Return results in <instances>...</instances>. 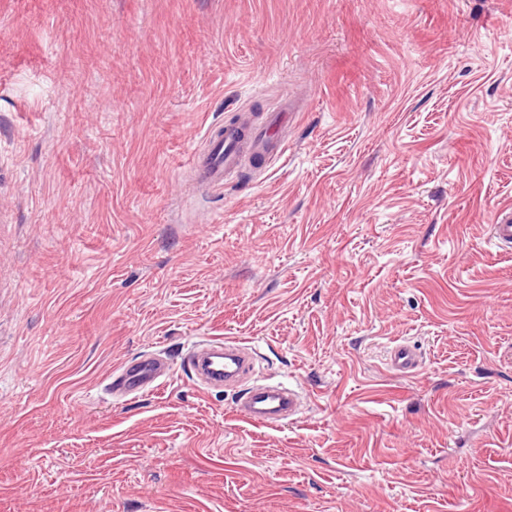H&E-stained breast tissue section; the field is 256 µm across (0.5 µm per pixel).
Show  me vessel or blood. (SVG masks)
Returning <instances> with one entry per match:
<instances>
[{"instance_id":"vessel-or-blood-1","label":"vessel or blood","mask_w":512,"mask_h":512,"mask_svg":"<svg viewBox=\"0 0 512 512\" xmlns=\"http://www.w3.org/2000/svg\"><path fill=\"white\" fill-rule=\"evenodd\" d=\"M286 112L271 114L265 128H257L246 117L237 122L207 130L206 148L193 157V164L200 183L208 188H221L225 181L237 176L246 159L262 158L284 152L286 143L281 131L286 125ZM490 238L503 250L512 249V208L502 206L495 210L489 224ZM190 365L199 381L208 387L221 388L234 385L249 374L252 359L240 345L232 342L208 341L196 345L189 357ZM389 369L399 376L415 375L421 365L418 351L405 343L391 347L387 355ZM171 364L164 358L151 354L139 357L123 368L107 385L108 391L119 396L143 393L157 387L169 377ZM299 393L295 389L277 386L262 392L251 391L237 403L242 418L268 424L283 417L296 416Z\"/></svg>"}]
</instances>
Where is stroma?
I'll list each match as a JSON object with an SVG mask.
<instances>
[{
  "label": "stroma",
  "mask_w": 512,
  "mask_h": 512,
  "mask_svg": "<svg viewBox=\"0 0 512 512\" xmlns=\"http://www.w3.org/2000/svg\"><path fill=\"white\" fill-rule=\"evenodd\" d=\"M285 103L204 190L207 127ZM503 203L512 0H0V512H512ZM211 339L298 416L197 384ZM490 238L494 245L503 250L512 249V208L510 205L495 210L490 220ZM389 369L399 376H414L421 368L422 362L418 351L405 343L391 347L387 355ZM119 371L106 386L112 394L127 396L157 387L162 378L169 377L172 366L166 359L151 354L131 361ZM299 393L295 389L279 385L263 392L249 391L237 403L242 418L255 423H275L279 418L295 417Z\"/></svg>",
  "instance_id": "stroma-1"
}]
</instances>
